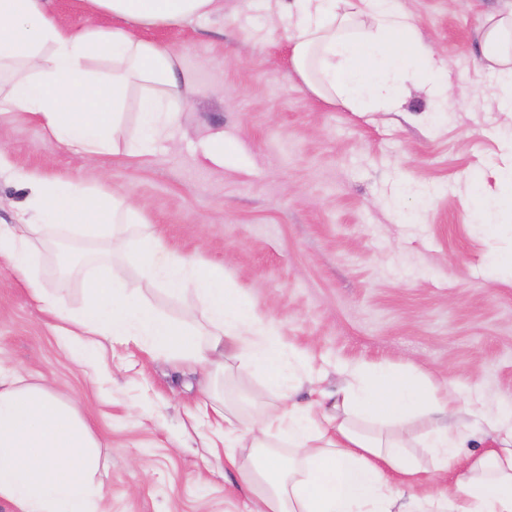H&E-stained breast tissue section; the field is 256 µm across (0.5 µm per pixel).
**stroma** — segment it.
Segmentation results:
<instances>
[{"instance_id":"obj_1","label":"stroma","mask_w":512,"mask_h":512,"mask_svg":"<svg viewBox=\"0 0 512 512\" xmlns=\"http://www.w3.org/2000/svg\"><path fill=\"white\" fill-rule=\"evenodd\" d=\"M293 0H224L190 24L136 29L176 49L195 86L177 109L178 152L87 159L0 103V224L21 223L19 170L107 182L174 252L224 266L230 287L276 322L284 343L316 351L317 385H343L340 362L408 366L462 397L512 403V212L482 221L500 191L512 113L479 74L485 16L512 0H404L455 91L441 112L411 89L400 111L351 112L312 94L289 63L276 19ZM224 159L205 158L215 136ZM84 263L38 275L68 308L85 302ZM55 318L0 259V364L75 397L100 441L104 512H249L212 449L192 367L106 342L107 366L70 361Z\"/></svg>"}]
</instances>
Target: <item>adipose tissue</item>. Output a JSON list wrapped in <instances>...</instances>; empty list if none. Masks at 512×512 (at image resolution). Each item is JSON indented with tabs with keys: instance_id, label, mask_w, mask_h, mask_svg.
I'll return each instance as SVG.
<instances>
[{
	"instance_id": "ef3b65f1",
	"label": "adipose tissue",
	"mask_w": 512,
	"mask_h": 512,
	"mask_svg": "<svg viewBox=\"0 0 512 512\" xmlns=\"http://www.w3.org/2000/svg\"><path fill=\"white\" fill-rule=\"evenodd\" d=\"M90 14L115 19L110 28L62 26L47 0H0V83L14 110L28 114L58 142L93 156L128 141L139 155L174 143L170 108L191 83L176 50L136 38L133 27L191 22L223 10L224 0H87ZM294 72L319 98L353 112H394L409 88L426 89L429 111H443L453 91L441 57L422 42L399 0H295L280 18ZM109 57L111 72L93 59ZM483 69L502 111L512 112V6L489 15L481 31ZM145 93L138 129L123 114L128 88ZM31 214L0 225V258L20 274L31 298L59 321L73 361L95 371L106 340L133 343L152 356L193 364L209 381L235 367L254 370L263 389L251 398L252 423L242 428L232 406L214 408L224 423V455L250 495L252 512H512V407L464 402L453 384L388 365L341 366L346 385L333 409L298 404L316 357L286 349L276 324L236 299L224 266L172 251L154 233L137 234L146 277L169 297L192 294L205 322L179 321L153 305L139 283L87 273L86 303L69 311L30 267L41 244L90 226L108 249L99 261L127 258L131 206L114 194L71 179L24 176ZM429 418L418 438L400 434L416 415ZM493 445L470 451L475 427ZM422 449L423 458L413 456ZM456 474L452 490L419 479L424 467ZM99 444L74 400L29 384L0 366V500L14 512H97Z\"/></svg>"
}]
</instances>
